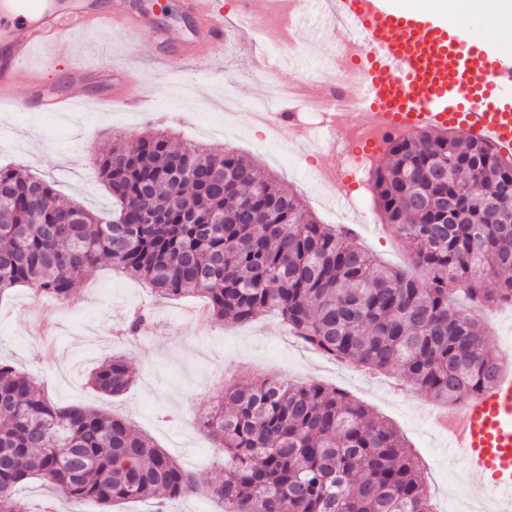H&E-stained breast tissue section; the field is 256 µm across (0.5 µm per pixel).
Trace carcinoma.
Segmentation results:
<instances>
[{
    "label": "carcinoma",
    "mask_w": 512,
    "mask_h": 512,
    "mask_svg": "<svg viewBox=\"0 0 512 512\" xmlns=\"http://www.w3.org/2000/svg\"><path fill=\"white\" fill-rule=\"evenodd\" d=\"M112 221L63 203L50 182L0 168V296L25 287L67 302L106 259L159 295L198 293L209 319L264 311L321 354L369 374L400 366L402 384L455 404L503 368L472 302L512 304V154L445 130L387 141L370 191L424 278L379 264L346 225L319 222L247 156L160 132L93 153ZM469 201L444 211V195ZM111 356L89 375L117 396L133 383ZM200 428L222 462L207 483L127 421L51 401L0 363V512H30L33 480L79 506L143 499L156 512L196 495L224 512H434L417 458L366 406L316 381L256 377L224 387Z\"/></svg>",
    "instance_id": "1"
}]
</instances>
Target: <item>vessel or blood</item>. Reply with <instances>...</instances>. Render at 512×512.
I'll return each mask as SVG.
<instances>
[{"label":"vessel or blood","mask_w":512,"mask_h":512,"mask_svg":"<svg viewBox=\"0 0 512 512\" xmlns=\"http://www.w3.org/2000/svg\"><path fill=\"white\" fill-rule=\"evenodd\" d=\"M327 23L341 21L368 55L363 66L365 95L352 110L367 111L373 124L414 130L450 128L485 139L512 153V65L495 59L486 44L465 39L437 12L404 9L395 0H325ZM159 0H0V106L25 112H66L75 103L72 87L97 73L95 56H83L66 75L68 92L33 78L28 65L36 49L68 52L67 31L75 25L100 33L125 26L151 28ZM189 30L152 28L164 57L207 60V49L223 46L224 16L215 0H182ZM90 101L144 111L148 96L133 91L124 69L101 74ZM441 425L448 447L465 469L483 476L479 499L497 512H512V370H502L483 391L451 406Z\"/></svg>","instance_id":"obj_1"}]
</instances>
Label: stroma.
I'll return each mask as SVG.
<instances>
[{"label": "stroma", "mask_w": 512, "mask_h": 512, "mask_svg": "<svg viewBox=\"0 0 512 512\" xmlns=\"http://www.w3.org/2000/svg\"><path fill=\"white\" fill-rule=\"evenodd\" d=\"M331 37L313 7L307 23L295 30L303 54L291 70L275 71L274 58L258 52L246 60L228 47L218 68L197 72L188 64L174 67L159 61L146 31L132 35L118 28L92 38L83 30H70L74 54L101 52V70L114 65L137 68L155 111L0 112V166H23L51 182L60 199L105 217L112 211V196L96 165L72 166V155L92 151L116 135L131 141L147 130H164L178 141L195 140L217 152L233 149L254 158L289 185L321 222L353 225L359 241L383 263L420 276L410 251L383 230L374 205L360 212L338 193L313 197L308 183L319 157L285 139L260 148L263 133L248 114L224 109L225 88L240 99H251L255 68L274 70L280 82L300 83L307 69L325 63L319 43ZM75 297V308L35 299L25 288L0 298V361L36 377L57 404L82 405L127 420L199 481L214 475V444L199 428V418L221 401L225 384L262 374L344 389L405 437L423 465L435 502L447 504L449 483L459 474L464 477L463 496L475 501L481 477L465 472L449 456L447 436L428 421L435 400L413 388L395 390L398 368L383 375L339 372L333 360L290 339L271 313L246 324L214 320L199 330L194 314L204 309L203 298L158 297L146 283L113 274L106 261L77 282ZM139 310L150 313L149 327L137 338L123 336L124 325ZM111 355L124 356L135 376L118 396L97 392L88 383L90 372Z\"/></svg>", "instance_id": "stroma-1"}]
</instances>
